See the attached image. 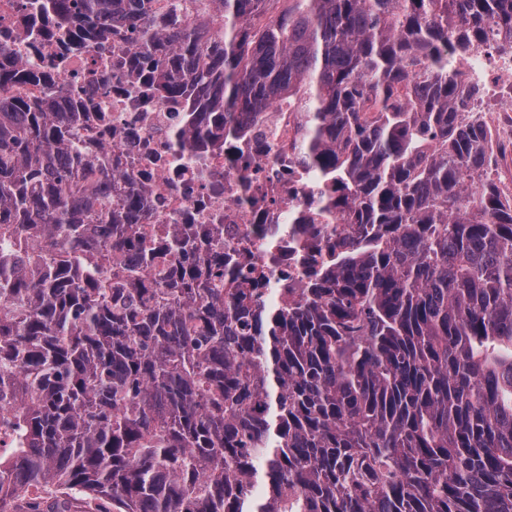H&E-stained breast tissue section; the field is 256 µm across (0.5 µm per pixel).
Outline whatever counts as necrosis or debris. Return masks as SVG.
Returning <instances> with one entry per match:
<instances>
[{"instance_id":"4bbe7bcc","label":"necrosis or debris","mask_w":512,"mask_h":512,"mask_svg":"<svg viewBox=\"0 0 512 512\" xmlns=\"http://www.w3.org/2000/svg\"><path fill=\"white\" fill-rule=\"evenodd\" d=\"M131 21L106 26L104 39L76 45L60 30L50 0H0V69L22 68L38 85L19 94L49 95L77 115V146L103 159L115 193L136 202L143 224L201 226L230 256L237 283L288 298L315 267L356 239L355 224L320 216V193L294 149L299 113L272 106L246 135L221 128L195 138L198 97H167L142 69ZM461 80L479 82L498 142H512V55L484 46Z\"/></svg>"}]
</instances>
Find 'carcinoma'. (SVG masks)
Masks as SVG:
<instances>
[{"label":"carcinoma","mask_w":512,"mask_h":512,"mask_svg":"<svg viewBox=\"0 0 512 512\" xmlns=\"http://www.w3.org/2000/svg\"><path fill=\"white\" fill-rule=\"evenodd\" d=\"M143 26L167 96L304 116L322 211L370 229L278 305L128 224L55 101L0 71V512H512V198L449 60L512 0H52Z\"/></svg>","instance_id":"cac0c4a2"}]
</instances>
